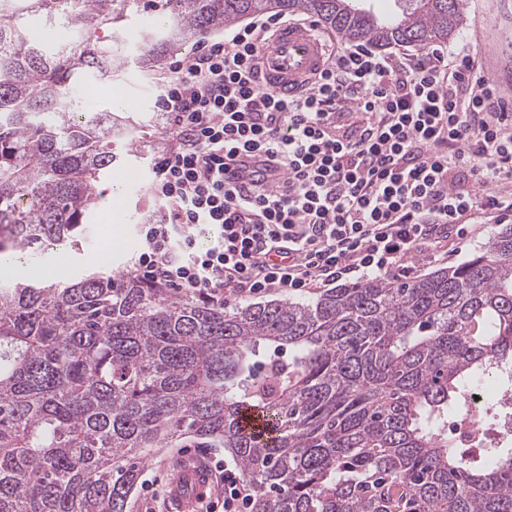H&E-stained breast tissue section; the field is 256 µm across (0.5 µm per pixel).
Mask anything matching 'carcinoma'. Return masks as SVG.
I'll list each match as a JSON object with an SVG mask.
<instances>
[{
	"instance_id": "obj_1",
	"label": "carcinoma",
	"mask_w": 512,
	"mask_h": 512,
	"mask_svg": "<svg viewBox=\"0 0 512 512\" xmlns=\"http://www.w3.org/2000/svg\"><path fill=\"white\" fill-rule=\"evenodd\" d=\"M381 21L352 0H163L153 67L255 14L306 13L376 49L428 48L463 0ZM131 0H0V253L63 241L94 210L121 134L75 104L76 73L112 76L94 39ZM39 15L67 42L23 23ZM512 361V227L466 263L232 310L93 274L0 284V512H127L140 464L194 438L232 453L250 512H512V449L477 460L441 429L462 392ZM245 405L273 435L239 426Z\"/></svg>"
}]
</instances>
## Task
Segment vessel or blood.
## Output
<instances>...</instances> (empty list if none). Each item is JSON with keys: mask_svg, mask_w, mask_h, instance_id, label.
<instances>
[{"mask_svg": "<svg viewBox=\"0 0 512 512\" xmlns=\"http://www.w3.org/2000/svg\"><path fill=\"white\" fill-rule=\"evenodd\" d=\"M325 47L311 29L310 23H284L258 49V79L264 88L285 98L305 94L325 65ZM241 426L256 435H267L264 415L246 407L239 413ZM213 490L208 471L199 463L186 462L170 495L178 512H194L197 503Z\"/></svg>", "mask_w": 512, "mask_h": 512, "instance_id": "b4317fda", "label": "vessel or blood"}]
</instances>
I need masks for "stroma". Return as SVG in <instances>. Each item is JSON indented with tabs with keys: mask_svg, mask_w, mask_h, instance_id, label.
Segmentation results:
<instances>
[{
	"mask_svg": "<svg viewBox=\"0 0 512 512\" xmlns=\"http://www.w3.org/2000/svg\"><path fill=\"white\" fill-rule=\"evenodd\" d=\"M462 26L448 40V50L469 47L481 63L482 76L488 77L497 89H512V0H465ZM163 20L147 5L131 10L119 36H111L100 29L110 51L124 57V64L111 77L97 80L93 98L81 104L84 112H109L119 117L126 136L117 141L119 159L106 176L99 190L102 197L98 206L79 228L76 243H63L53 258L61 270V282L72 284L86 275L103 277L126 275L140 247L139 224L145 223L157 207L149 185L132 180L118 183L120 174L138 168L148 171L155 150L162 143V128L155 108L159 81L167 72L169 61H161L148 72L136 64L133 54L141 36L158 32ZM123 95L133 100L134 106L124 109L114 106L113 96ZM120 211L122 221L106 224L105 216ZM511 224L512 214L500 216L498 224H484L479 228H465L461 239L448 243V255L436 261L415 258L411 277L418 278L439 268L457 266L482 252L497 232L499 224ZM228 458L227 449L213 450L191 442L184 448H166L154 454L141 466L142 482L132 493L128 512H174L165 489L166 478L176 477L180 468L191 458L213 460Z\"/></svg>",
	"mask_w": 512,
	"mask_h": 512,
	"instance_id": "stroma-1",
	"label": "stroma"
}]
</instances>
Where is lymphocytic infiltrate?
Here are the masks:
<instances>
[{"label":"lymphocytic infiltrate","instance_id":"1","mask_svg":"<svg viewBox=\"0 0 512 512\" xmlns=\"http://www.w3.org/2000/svg\"><path fill=\"white\" fill-rule=\"evenodd\" d=\"M278 24L172 62L150 176L162 205L131 268L143 286L229 307L405 275L460 225L512 213V113L469 48L411 60L344 43L311 92L286 99L255 73Z\"/></svg>","mask_w":512,"mask_h":512}]
</instances>
